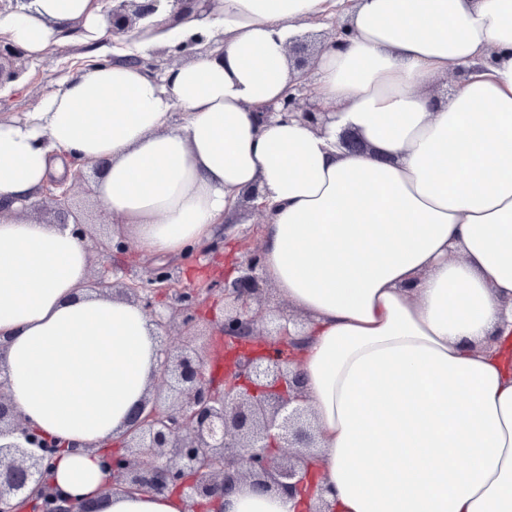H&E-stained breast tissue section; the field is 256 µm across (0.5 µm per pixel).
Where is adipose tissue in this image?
<instances>
[{
    "label": "adipose tissue",
    "mask_w": 512,
    "mask_h": 512,
    "mask_svg": "<svg viewBox=\"0 0 512 512\" xmlns=\"http://www.w3.org/2000/svg\"><path fill=\"white\" fill-rule=\"evenodd\" d=\"M342 16L314 61L327 134L297 120L257 125L296 77L288 39ZM157 12L129 50L223 35L161 79L87 66L39 105L0 117V203L101 167L97 195L146 255L175 256L235 216L243 190L266 205L263 271L311 319L298 353L321 431L318 485L331 512H512V0H219L164 30ZM95 0H35L0 17L31 58ZM453 77L447 98L433 92ZM186 111L172 125L175 109ZM355 130L370 146L338 143ZM90 259L70 231L0 221V336L15 406L76 442L52 465L64 494L102 512H182L176 498L99 497L97 447L116 440L160 358L137 304L89 293ZM243 486L225 512H299Z\"/></svg>",
    "instance_id": "ef3b65f1"
}]
</instances>
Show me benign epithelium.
<instances>
[{
    "label": "benign epithelium",
    "mask_w": 512,
    "mask_h": 512,
    "mask_svg": "<svg viewBox=\"0 0 512 512\" xmlns=\"http://www.w3.org/2000/svg\"><path fill=\"white\" fill-rule=\"evenodd\" d=\"M171 5L168 26L211 8L218 0H104L105 16L114 34L137 31L161 2ZM327 32L314 47L294 38L286 45L288 61L300 72L275 104L252 106L259 124L298 118L324 131L336 113L318 104L305 109L299 101L317 53L333 42ZM25 53L0 37V89L25 74ZM125 61L158 77L155 60L140 55ZM340 143L350 152L370 146L358 133L345 129ZM259 187L245 191L239 207L258 213L264 204ZM54 214V223L71 232L88 253L103 257L124 253L122 236L99 239L80 219L66 181H50L36 199L20 210L0 206V219L25 216L41 219ZM201 249H189L178 263L148 262L149 274L126 283L95 272L86 288L103 295L124 296L138 303L161 331L174 328L177 338L161 339V359L145 397L125 425L117 444L102 456L109 479L104 497L114 493L178 495L185 512H223L224 496L241 485L293 498L306 491L312 478L319 431L306 404L304 379L282 349L305 343V324L268 305L269 288L262 272V252L247 247L231 271L203 281L196 288H178L174 275L196 266ZM228 301L221 317H209L207 303L215 293ZM210 322V335L224 337L233 360L224 379L207 373V352L190 344L200 323ZM6 345L0 341V512H74L71 500L53 486L51 458L62 444L42 436L17 411L4 376Z\"/></svg>",
    "instance_id": "obj_1"
}]
</instances>
